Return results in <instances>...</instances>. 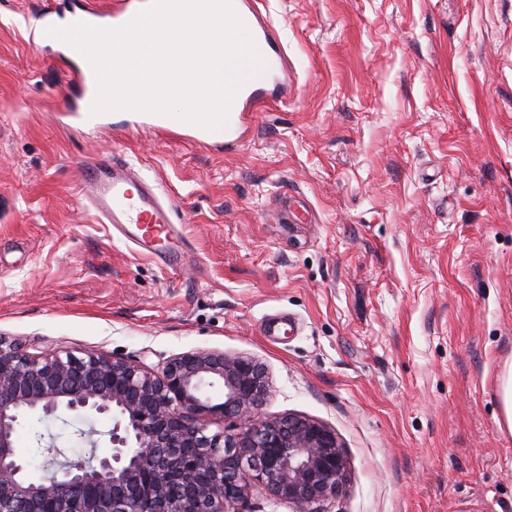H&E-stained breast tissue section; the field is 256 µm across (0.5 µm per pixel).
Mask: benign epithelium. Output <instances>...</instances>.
I'll list each match as a JSON object with an SVG mask.
<instances>
[{
	"instance_id": "1",
	"label": "benign epithelium",
	"mask_w": 512,
	"mask_h": 512,
	"mask_svg": "<svg viewBox=\"0 0 512 512\" xmlns=\"http://www.w3.org/2000/svg\"><path fill=\"white\" fill-rule=\"evenodd\" d=\"M224 388L214 403L206 388ZM267 390L256 360L190 351L160 369L97 353L29 355L0 343V512H239L250 489L325 512L342 492L347 459L326 424L259 414ZM115 416L109 446L81 432L92 453L53 457L25 476L15 437L26 413ZM209 416L236 432L210 435Z\"/></svg>"
}]
</instances>
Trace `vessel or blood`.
Listing matches in <instances>:
<instances>
[{"instance_id": "b4317fda", "label": "vessel or blood", "mask_w": 512, "mask_h": 512, "mask_svg": "<svg viewBox=\"0 0 512 512\" xmlns=\"http://www.w3.org/2000/svg\"><path fill=\"white\" fill-rule=\"evenodd\" d=\"M264 58L261 69L245 70L243 83L231 105L222 135L189 125L190 138L202 145L239 139L247 109L260 106L275 91L282 68V55L267 25L245 0H233ZM83 191L102 223L121 228L123 235L141 250L167 266L179 264L185 256L175 237L172 207L165 204L150 182L136 175L131 164L120 155L90 162L85 171Z\"/></svg>"}]
</instances>
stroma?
Segmentation results:
<instances>
[{
	"mask_svg": "<svg viewBox=\"0 0 512 512\" xmlns=\"http://www.w3.org/2000/svg\"><path fill=\"white\" fill-rule=\"evenodd\" d=\"M78 0H0V342L156 368L196 350L266 374L265 417L336 433L330 512H512V0H252L288 95L235 146L66 118L79 63L41 31ZM119 153L173 199L166 266L100 223L85 165ZM285 315L293 332L269 337ZM111 416L16 451L87 455ZM499 390L503 415L508 428L512 432V364L503 372Z\"/></svg>",
	"mask_w": 512,
	"mask_h": 512,
	"instance_id": "1",
	"label": "stroma"
}]
</instances>
